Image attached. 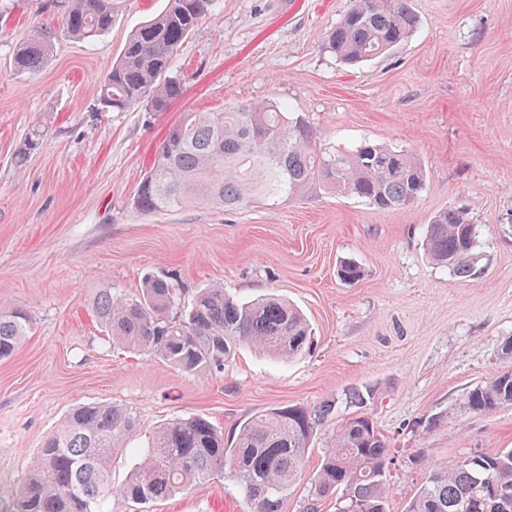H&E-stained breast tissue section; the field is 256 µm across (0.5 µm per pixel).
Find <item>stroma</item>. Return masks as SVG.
<instances>
[{
  "label": "stroma",
  "mask_w": 512,
  "mask_h": 512,
  "mask_svg": "<svg viewBox=\"0 0 512 512\" xmlns=\"http://www.w3.org/2000/svg\"><path fill=\"white\" fill-rule=\"evenodd\" d=\"M167 0H124L112 28L69 38L42 0H0V307L32 316L0 360V494L25 483L36 451L66 412L111 403L140 434L202 417L234 440L263 411L335 404L283 512H303L349 395L389 446V512H406L431 467L512 448V405L473 413L469 393L504 364L512 338V0H412L419 24L382 57L348 65L327 52L351 0H220L182 44V96L102 109L101 82L131 32ZM53 50L19 73V42L43 32ZM274 101L303 115L321 146L370 141L414 153L428 186L408 208L308 189L270 207L135 209L155 151L186 112ZM41 149L16 168L35 122ZM453 206L475 223V273L434 265L428 224ZM363 271L338 278L341 262ZM178 281L185 298L223 286L246 302L275 294L307 318L313 343L283 362L243 345L223 368L187 375L109 345L92 313L98 288L135 296L145 276ZM105 512H250L230 475L149 504L115 496Z\"/></svg>",
  "instance_id": "1"
}]
</instances>
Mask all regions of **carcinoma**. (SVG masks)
<instances>
[{
    "label": "carcinoma",
    "mask_w": 512,
    "mask_h": 512,
    "mask_svg": "<svg viewBox=\"0 0 512 512\" xmlns=\"http://www.w3.org/2000/svg\"><path fill=\"white\" fill-rule=\"evenodd\" d=\"M66 33L91 40L112 27L120 0H49ZM218 7V0H167L166 8L137 27L100 89V104L120 112L147 101L156 111L183 93L174 73L184 41ZM410 0H352L328 36V48L346 63L376 58L415 30ZM52 48L43 33L19 44L18 72L37 70ZM46 136L37 125L20 143L21 167ZM317 133L302 115L276 103L237 104L222 112H186L159 145L150 172L134 198L146 213L195 205L226 210L253 200L274 206L313 185L365 200L381 211L412 204L427 187L421 162L393 147L364 142L351 151L316 146ZM429 257L462 276L473 273L475 225L465 210L437 213L426 231ZM181 289L168 277H145L134 297L100 288L94 314L110 342L153 355L194 374L218 368L241 343L280 359L309 350L311 330L303 314L276 297L239 302L219 287L203 288L181 305ZM29 315L0 308V358L11 356L30 329ZM507 369L474 388L469 409L490 414L512 405V341L501 349ZM332 405H288L247 420L232 447L203 418L174 419L156 427L126 482L112 487V462L137 431L133 414L107 403L72 408L38 448L21 492L0 512H101L113 493L136 504L168 499L229 470L251 512H282L301 480L310 441ZM388 445L363 413L343 421L314 479L303 512H318L336 490L357 512H389L383 480ZM406 512H512V448L475 453L430 470Z\"/></svg>",
    "instance_id": "1"
}]
</instances>
